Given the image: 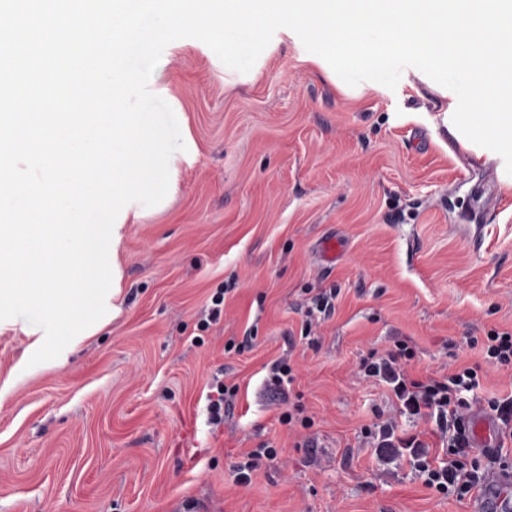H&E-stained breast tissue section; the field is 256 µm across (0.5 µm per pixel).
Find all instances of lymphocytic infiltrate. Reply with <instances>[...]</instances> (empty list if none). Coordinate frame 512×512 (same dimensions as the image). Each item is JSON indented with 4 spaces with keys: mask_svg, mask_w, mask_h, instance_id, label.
<instances>
[{
    "mask_svg": "<svg viewBox=\"0 0 512 512\" xmlns=\"http://www.w3.org/2000/svg\"><path fill=\"white\" fill-rule=\"evenodd\" d=\"M413 357V350L399 343L382 353L369 352L361 360L360 370L365 377L387 382L410 415L435 423L440 433L447 435L448 446L442 455L428 457L417 436H396L392 425L385 423L375 433L381 447L379 458L389 461V449H404L426 488L464 498L483 489L486 481V473L465 435L471 404L480 386V368L468 366L441 379L421 381L408 374L407 365Z\"/></svg>",
    "mask_w": 512,
    "mask_h": 512,
    "instance_id": "obj_1",
    "label": "lymphocytic infiltrate"
}]
</instances>
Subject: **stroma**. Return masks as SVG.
Wrapping results in <instances>:
<instances>
[{
	"instance_id": "1",
	"label": "stroma",
	"mask_w": 512,
	"mask_h": 512,
	"mask_svg": "<svg viewBox=\"0 0 512 512\" xmlns=\"http://www.w3.org/2000/svg\"><path fill=\"white\" fill-rule=\"evenodd\" d=\"M305 54L275 33L234 82L200 40L164 49L149 87L186 148L175 192L112 244L116 314L35 366L40 328L0 320V512H470L407 460L379 463L375 423L441 441L359 361L403 341L412 378L478 363V400L512 394V370L466 345L512 331V175L444 126L435 82L356 96ZM329 288L334 316L305 331L302 304ZM279 358L281 393L266 381ZM216 376L239 391L213 427ZM261 446L277 461L237 485ZM277 459V450L262 446L250 451L246 455V460L236 465V480L241 486L251 484L253 476L260 469L263 461H274Z\"/></svg>"
}]
</instances>
